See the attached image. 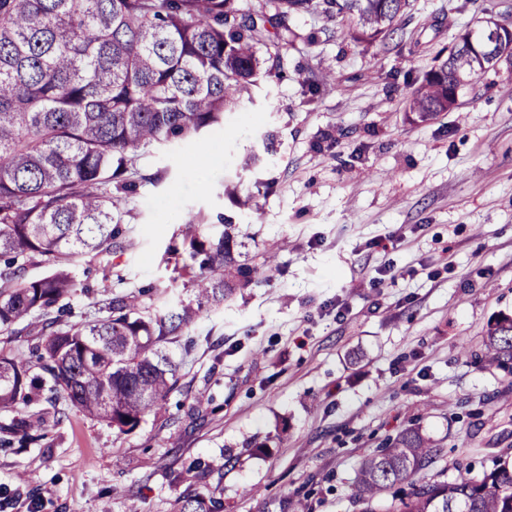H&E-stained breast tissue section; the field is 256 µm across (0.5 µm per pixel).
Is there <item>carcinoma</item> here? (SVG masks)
I'll return each instance as SVG.
<instances>
[{
	"label": "carcinoma",
	"mask_w": 512,
	"mask_h": 512,
	"mask_svg": "<svg viewBox=\"0 0 512 512\" xmlns=\"http://www.w3.org/2000/svg\"><path fill=\"white\" fill-rule=\"evenodd\" d=\"M237 0H0V332L29 322L32 358L0 352V409L45 401L75 408L121 433L164 409L179 365L162 350L208 306L275 269L236 263L233 236L188 221L195 298L157 308L115 295L107 315L63 322L76 286L67 262L119 246L113 186L135 187L140 153L185 143L220 122L260 73L267 28ZM409 0H277L268 23L288 29L293 13L349 20L357 43L385 39ZM487 30L458 35L446 58L411 92L407 112L427 121L452 108L464 82L486 70ZM30 265L49 272L27 277ZM485 357L512 364V318L491 327ZM441 449L406 429L366 456L351 497L373 502L404 483L393 512H512V468L448 483L415 475ZM178 512H220L218 499L179 498Z\"/></svg>",
	"instance_id": "1"
}]
</instances>
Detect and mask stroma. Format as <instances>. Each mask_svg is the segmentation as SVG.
<instances>
[{
  "instance_id": "35a3bbf8",
  "label": "stroma",
  "mask_w": 512,
  "mask_h": 512,
  "mask_svg": "<svg viewBox=\"0 0 512 512\" xmlns=\"http://www.w3.org/2000/svg\"><path fill=\"white\" fill-rule=\"evenodd\" d=\"M487 18L512 26V0H410L367 47L348 22L294 15L223 123L141 153L117 195L127 247L70 264L72 321L115 294L191 298L175 275L188 218L232 223L252 267L278 242V269L169 337L178 382L133 432L45 402L0 410V512H177L198 493L223 512H360L361 459L408 427L442 450L418 480L512 465V375L479 357L512 317V62L434 120L404 112Z\"/></svg>"
}]
</instances>
